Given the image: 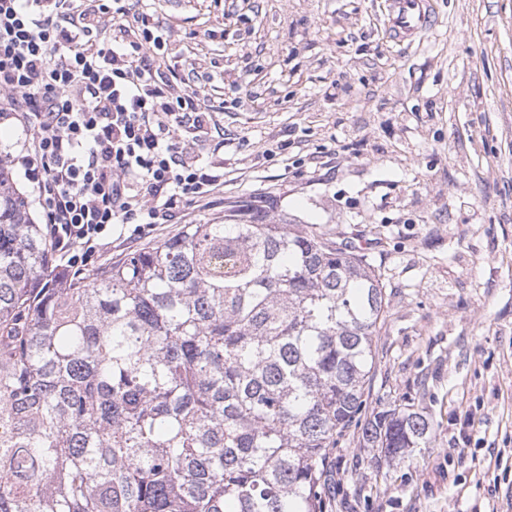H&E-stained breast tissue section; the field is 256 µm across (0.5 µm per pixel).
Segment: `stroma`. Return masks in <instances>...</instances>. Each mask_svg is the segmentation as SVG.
I'll use <instances>...</instances> for the list:
<instances>
[{
	"mask_svg": "<svg viewBox=\"0 0 512 512\" xmlns=\"http://www.w3.org/2000/svg\"><path fill=\"white\" fill-rule=\"evenodd\" d=\"M382 0H141L224 134L210 204L112 257L277 200L298 228L366 242L388 301L367 399L413 405L429 447L375 466L346 431L327 512H512V0H430L412 47Z\"/></svg>",
	"mask_w": 512,
	"mask_h": 512,
	"instance_id": "obj_1",
	"label": "stroma"
}]
</instances>
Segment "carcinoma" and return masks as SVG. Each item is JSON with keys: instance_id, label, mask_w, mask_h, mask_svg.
Segmentation results:
<instances>
[{"instance_id": "cac0c4a2", "label": "carcinoma", "mask_w": 512, "mask_h": 512, "mask_svg": "<svg viewBox=\"0 0 512 512\" xmlns=\"http://www.w3.org/2000/svg\"><path fill=\"white\" fill-rule=\"evenodd\" d=\"M224 205L80 277L0 152V512H324L330 450L430 444L363 414L385 289L368 256Z\"/></svg>"}]
</instances>
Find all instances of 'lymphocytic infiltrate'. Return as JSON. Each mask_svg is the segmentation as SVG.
<instances>
[{"label":"lymphocytic infiltrate","instance_id":"f902f5d3","mask_svg":"<svg viewBox=\"0 0 512 512\" xmlns=\"http://www.w3.org/2000/svg\"><path fill=\"white\" fill-rule=\"evenodd\" d=\"M163 47L128 0H0V121L26 134L12 164L71 275L224 183L193 151L212 112Z\"/></svg>","mask_w":512,"mask_h":512}]
</instances>
